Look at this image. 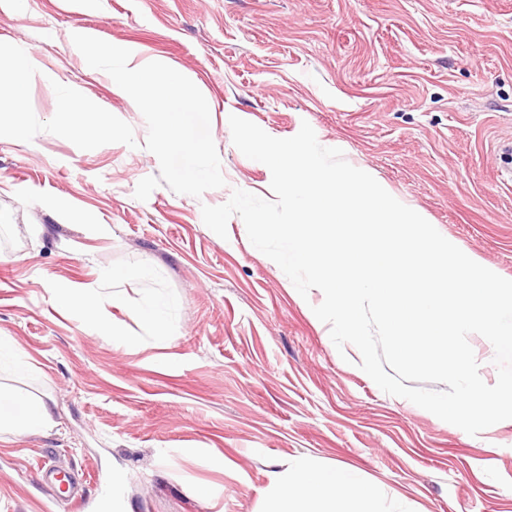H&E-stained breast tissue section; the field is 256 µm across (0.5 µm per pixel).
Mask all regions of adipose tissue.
<instances>
[{"mask_svg":"<svg viewBox=\"0 0 512 512\" xmlns=\"http://www.w3.org/2000/svg\"><path fill=\"white\" fill-rule=\"evenodd\" d=\"M5 62L6 81L12 95V119L0 122V135L12 141L25 143L29 129L23 119L24 89L37 66L31 52L18 51L0 45V62ZM61 112L71 115L72 130L91 131L96 135L111 133L112 123L106 113L92 112L79 91L69 90L61 95ZM147 270L104 271L96 288L69 291L61 294V301L79 310L86 323L109 336L121 335V328L108 318V310L126 303L116 283L143 279ZM52 423L50 411L43 402H27L0 390V433H31L47 428ZM274 496L267 512H383L377 492L363 483L360 475L343 467L323 468L307 458L283 470L269 473Z\"/></svg>","mask_w":512,"mask_h":512,"instance_id":"ef3b65f1","label":"adipose tissue"}]
</instances>
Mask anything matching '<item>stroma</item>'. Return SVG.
Masks as SVG:
<instances>
[{
    "label": "stroma",
    "mask_w": 512,
    "mask_h": 512,
    "mask_svg": "<svg viewBox=\"0 0 512 512\" xmlns=\"http://www.w3.org/2000/svg\"><path fill=\"white\" fill-rule=\"evenodd\" d=\"M85 34L159 61L206 98L226 184L195 198L158 174L130 96L87 65ZM0 42L30 50L28 142L0 140V332L29 368L0 387L45 402L51 426L0 434V512H44V460L99 499L121 475L133 512H263L268 473L308 456L357 469L403 512H512V420L472 436L384 393L353 345L337 349L239 216L220 238L202 205L271 172L232 143L230 116L276 138L309 123L319 143L386 186L468 257L512 280V0H0ZM77 86L112 134L64 131ZM108 224L110 235L86 232ZM147 266L92 330L51 290ZM172 307L163 332L129 305Z\"/></svg>",
    "instance_id": "1"
}]
</instances>
